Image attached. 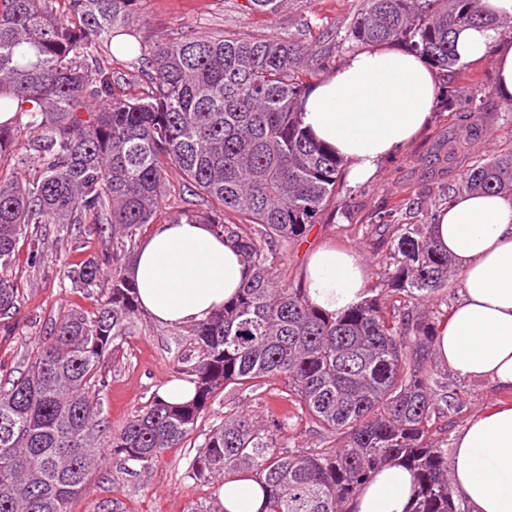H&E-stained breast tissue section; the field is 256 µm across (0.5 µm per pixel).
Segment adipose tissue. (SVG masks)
<instances>
[{"mask_svg":"<svg viewBox=\"0 0 512 512\" xmlns=\"http://www.w3.org/2000/svg\"><path fill=\"white\" fill-rule=\"evenodd\" d=\"M461 60L491 59L502 99L512 101V40L483 25L456 35ZM439 77L423 59L390 46L349 55L303 104L312 136L343 157L347 178L363 183L381 162L412 141L431 119ZM431 235L460 273L461 300L436 332L438 361L464 379H487L512 391V200L463 194L443 209ZM142 310L181 328L207 320L234 297L248 270L234 243L206 224L154 225L132 260ZM368 269L357 251L325 245L311 253L303 288L318 309L338 314L364 300ZM452 491L470 512H512V404L474 413L456 435ZM413 473L388 466L374 473L346 512H408ZM228 512H264L266 491L248 476L227 477Z\"/></svg>","mask_w":512,"mask_h":512,"instance_id":"1","label":"adipose tissue"}]
</instances>
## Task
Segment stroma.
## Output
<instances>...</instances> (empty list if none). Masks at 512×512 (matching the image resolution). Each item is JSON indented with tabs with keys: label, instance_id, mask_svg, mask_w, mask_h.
<instances>
[{
	"label": "stroma",
	"instance_id": "stroma-1",
	"mask_svg": "<svg viewBox=\"0 0 512 512\" xmlns=\"http://www.w3.org/2000/svg\"><path fill=\"white\" fill-rule=\"evenodd\" d=\"M243 0H141L145 39L176 38L195 31L220 29L235 37H262L285 33L313 45L333 64L348 56L341 40L361 0H284L273 16L244 13ZM442 93L429 124L395 156L385 160L369 181L347 185L345 209L329 208L319 224L304 236L273 244L276 274L284 285L300 287L308 253L333 244L359 251L370 272L369 286L386 311L398 303L382 288V260L388 252L389 232L378 229L379 212L396 210L400 222L421 223L426 213L442 209L444 196L455 187L461 169L447 158L448 143L468 136L472 124L483 132L475 153L487 158L512 144V113L501 99L490 60L467 62L442 71ZM98 236L72 230L63 241L48 237L40 264H30L29 246L19 243L10 274L20 288V312L11 336H0V379H13L23 370L39 337L48 335L55 318L69 308H94L106 296L107 279L85 287L67 276L70 263L100 254ZM197 354L187 328H170L139 314L117 358L109 363L110 386L101 396L103 416L113 430L125 422L165 383L190 377ZM437 394L462 392L463 405L449 409L442 423L455 435L476 411L505 395L490 381L464 380L441 363H434ZM250 414L258 423L284 413L275 384L259 389H238L218 396L199 430L224 417L225 408ZM193 454L174 448L149 469L128 472L126 465L109 458L89 476V490L76 498L70 512H207L214 503L216 482L189 478Z\"/></svg>",
	"mask_w": 512,
	"mask_h": 512
}]
</instances>
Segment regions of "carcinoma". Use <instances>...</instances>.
Instances as JSON below:
<instances>
[{
    "instance_id": "1",
    "label": "carcinoma",
    "mask_w": 512,
    "mask_h": 512,
    "mask_svg": "<svg viewBox=\"0 0 512 512\" xmlns=\"http://www.w3.org/2000/svg\"><path fill=\"white\" fill-rule=\"evenodd\" d=\"M139 0H0V162L23 148L33 175L0 176V334L20 309L9 275L20 240L32 264L43 257L32 228L86 225L113 248L72 270L91 286L110 281L94 312L69 309L41 338L26 369L0 383V512H70L104 451L145 470L198 428L227 387L277 381L284 399L336 448H284L285 420L257 424L232 409L203 434L189 476L208 481L249 471L266 489L267 512H345L372 473L390 464L414 472L410 512H470L448 477V438L427 435L448 409L427 369L436 322L408 320L367 298L341 314L316 310L300 288L279 286L272 244L295 240L339 205L342 161L302 122L307 81L327 69L299 42L192 32L138 51L131 72L106 65L112 40L137 37ZM282 0H245L278 13ZM346 31L356 44L399 43L434 67L459 64L455 33L493 26L512 35V18L484 15L481 0H363ZM181 219L209 224L235 243L249 277L224 309L191 326L197 396L170 405L154 395L118 431L102 416L108 360L131 335L138 312L130 277L137 231L157 223L171 170ZM469 192L512 195V149L472 160ZM210 203L196 209L193 199ZM422 224L396 225L383 286L420 300L448 288L451 260Z\"/></svg>"
}]
</instances>
